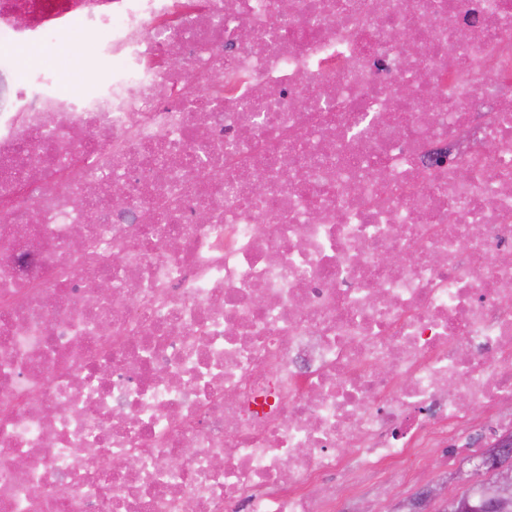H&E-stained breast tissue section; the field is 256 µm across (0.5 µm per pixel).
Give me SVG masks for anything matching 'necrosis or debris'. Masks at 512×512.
Here are the masks:
<instances>
[{
    "instance_id": "necrosis-or-debris-1",
    "label": "necrosis or debris",
    "mask_w": 512,
    "mask_h": 512,
    "mask_svg": "<svg viewBox=\"0 0 512 512\" xmlns=\"http://www.w3.org/2000/svg\"><path fill=\"white\" fill-rule=\"evenodd\" d=\"M0 43L45 58L0 113V512H336L512 435V0H0Z\"/></svg>"
}]
</instances>
